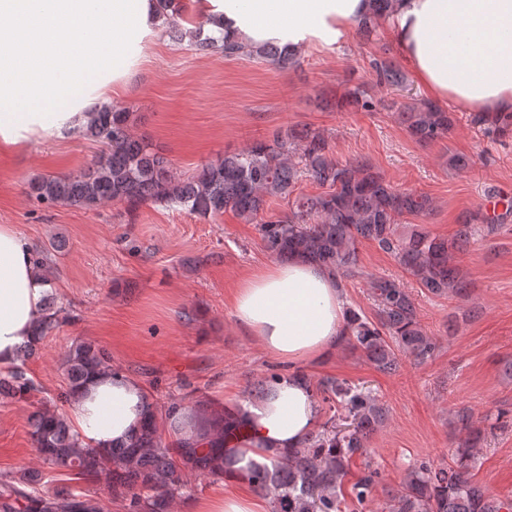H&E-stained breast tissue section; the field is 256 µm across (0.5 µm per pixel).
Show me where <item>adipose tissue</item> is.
Returning a JSON list of instances; mask_svg holds the SVG:
<instances>
[{
    "label": "adipose tissue",
    "instance_id": "ef3b65f1",
    "mask_svg": "<svg viewBox=\"0 0 512 512\" xmlns=\"http://www.w3.org/2000/svg\"><path fill=\"white\" fill-rule=\"evenodd\" d=\"M210 34L247 47L273 42L298 53L337 49L371 12V0H191ZM167 25L158 0H0V148L74 136L146 60ZM388 31L420 85L469 112H512V0H396ZM49 285L29 242L0 224V369L34 342ZM242 332L295 365L339 344L346 317L335 276L292 259L254 273L233 305ZM239 478L303 445L318 406L301 375L284 374L264 399L236 407ZM151 416L143 385L90 374L69 405L73 429L94 448L118 447Z\"/></svg>",
    "mask_w": 512,
    "mask_h": 512
}]
</instances>
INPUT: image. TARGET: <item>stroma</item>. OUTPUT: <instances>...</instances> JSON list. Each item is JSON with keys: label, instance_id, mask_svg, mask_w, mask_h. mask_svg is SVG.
Segmentation results:
<instances>
[{"label": "stroma", "instance_id": "1", "mask_svg": "<svg viewBox=\"0 0 512 512\" xmlns=\"http://www.w3.org/2000/svg\"><path fill=\"white\" fill-rule=\"evenodd\" d=\"M373 54L406 65L382 25L368 41L356 35L333 51L305 49L288 70L165 38L117 92L115 105L131 113L132 134L148 138L184 177L279 131L321 133L335 159L369 158L397 189L427 195L432 210L417 224L452 238L459 216L482 209L488 192L512 193V137L489 136L460 111L448 138L420 144L391 112L330 105L346 80L370 82ZM99 154L81 136L0 151V224L15 225L37 249L62 243L52 256L51 286L70 319L40 341L25 363L29 377L55 397L66 387L65 351L84 340L111 352L114 365L150 390L154 402L188 388L224 406L244 401L248 388L281 366L241 332L230 304L246 276L274 261L257 226L230 211L203 218L147 204L132 214L116 201L85 210L28 195L31 178L80 173ZM456 154L470 158L468 168L449 166ZM358 252L366 273L412 292L423 328L439 341L437 352L383 373L344 343L324 361L298 368L312 379L331 376L367 387L388 408L367 457H354L350 466L355 474L364 459L374 462L381 479L367 508L388 512L410 465L447 464L465 436L459 417L478 424L502 411L512 418V214L453 255L469 284L464 297L427 293L370 243H360ZM32 411L28 402L0 400V474L38 466ZM479 446L472 480L490 495L512 497V429L485 435Z\"/></svg>", "mask_w": 512, "mask_h": 512}]
</instances>
